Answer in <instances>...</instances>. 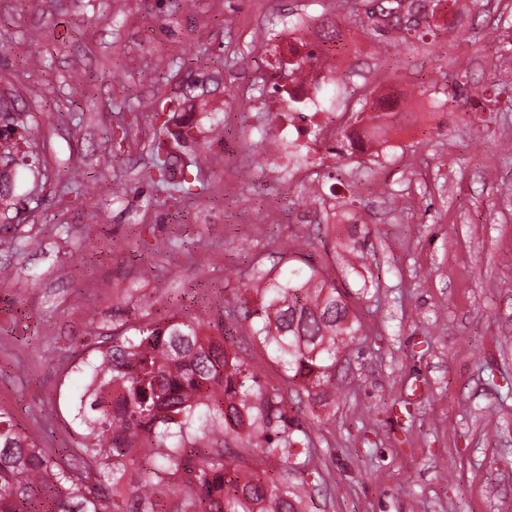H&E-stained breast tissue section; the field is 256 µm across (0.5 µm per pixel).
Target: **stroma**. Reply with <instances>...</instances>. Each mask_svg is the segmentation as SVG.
Returning <instances> with one entry per match:
<instances>
[{"instance_id":"35a3bbf8","label":"stroma","mask_w":512,"mask_h":512,"mask_svg":"<svg viewBox=\"0 0 512 512\" xmlns=\"http://www.w3.org/2000/svg\"><path fill=\"white\" fill-rule=\"evenodd\" d=\"M186 1L0 0V98L28 175L0 216V411L47 450L75 444L93 326L148 309L213 330L238 288L262 301L254 267L312 265L363 334L323 404L288 399L289 416L321 419L290 457L316 482L307 512H512V97H473L512 37V0H439L433 35L408 42L366 37L371 0ZM325 9L345 21L339 111L394 90L402 117L380 164L318 168L334 193L307 207L264 155L288 82L266 33ZM171 99L214 126L169 143L168 176L196 175L192 197L149 182L161 123L129 114ZM74 170L87 193L68 192ZM226 347L279 383L250 322Z\"/></svg>"}]
</instances>
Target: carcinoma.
Segmentation results:
<instances>
[{
	"label": "carcinoma",
	"instance_id": "carcinoma-1",
	"mask_svg": "<svg viewBox=\"0 0 512 512\" xmlns=\"http://www.w3.org/2000/svg\"><path fill=\"white\" fill-rule=\"evenodd\" d=\"M428 7L376 0L364 29L423 38ZM318 23L326 38L342 37L333 12ZM235 300L226 314L262 320L255 334L283 381L314 400L324 394L340 345L360 333L336 283L312 266L270 284L259 310ZM85 337L92 375L112 397L78 396L82 441L55 457L0 412V512H302L288 458L312 427L288 416L283 389L258 384L224 338L184 317L161 327L148 313ZM230 435L242 443L234 451L224 447Z\"/></svg>",
	"mask_w": 512,
	"mask_h": 512
}]
</instances>
